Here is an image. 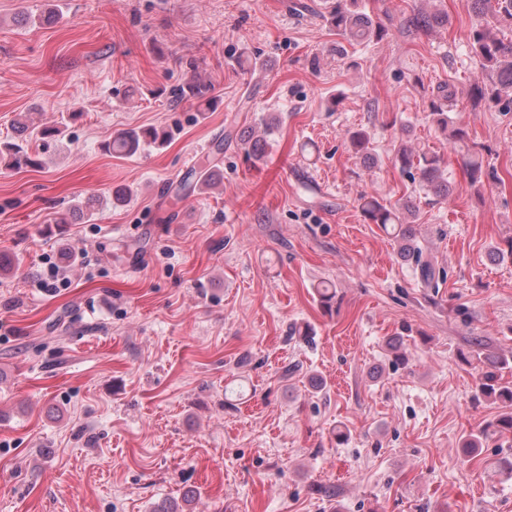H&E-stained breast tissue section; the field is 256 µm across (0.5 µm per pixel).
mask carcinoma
I'll return each instance as SVG.
<instances>
[{"mask_svg": "<svg viewBox=\"0 0 512 512\" xmlns=\"http://www.w3.org/2000/svg\"><path fill=\"white\" fill-rule=\"evenodd\" d=\"M464 7L473 17L468 34L471 52L487 76V81L470 85L469 96L477 101L503 104L509 110L512 108V0H464ZM447 21L448 16L438 11H419L401 16L398 25L407 30L425 31ZM328 22L336 35L350 45L379 41L388 30L381 19L360 10L359 0H336ZM210 91V85L198 78L180 88V93L203 101L207 110L214 104ZM431 96L433 112L429 113V119L445 135L448 144L461 153L462 173L468 183L475 188L481 187L488 175L484 148L472 142L468 129L451 121L444 110V105L453 106L458 102L456 85L451 82L439 84L432 89ZM344 137L352 152L364 158L373 157L374 147L367 131L348 130ZM168 139L166 132L155 128L133 129L106 143L105 148L112 154L130 158L147 147H160ZM391 152L392 163L399 174L419 181V194L423 195L424 202L438 204L449 200L451 185L442 169L444 160L441 156L418 149L407 139L395 142ZM6 157L14 165L35 164L34 159L9 143L0 145V160ZM359 209L365 220L385 231L391 230L399 244V255L413 263L415 277L422 286L438 287L444 274L431 260L423 257L411 224V218L419 209L416 198H401L395 204L387 205L371 194H363L359 198ZM388 347L392 365L407 362L404 337L393 338ZM458 359L465 365L478 367L475 398L492 401L500 409L498 417L479 432L461 439L460 448L468 455L493 437L512 435V380L505 378V373L512 371V360L489 351L478 342L458 352Z\"/></svg>", "mask_w": 512, "mask_h": 512, "instance_id": "obj_1", "label": "carcinoma"}]
</instances>
